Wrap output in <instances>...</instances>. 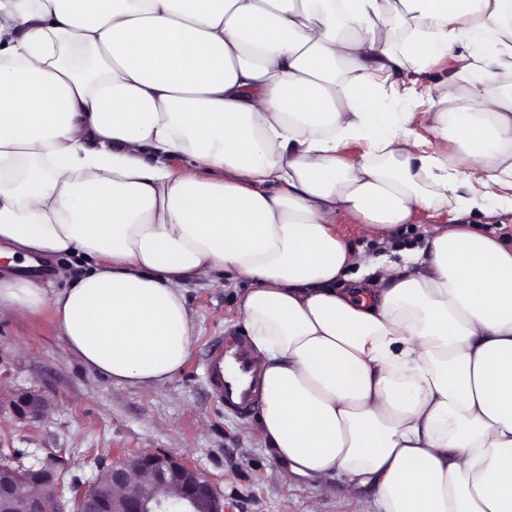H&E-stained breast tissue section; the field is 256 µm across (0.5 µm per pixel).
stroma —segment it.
<instances>
[{
	"label": "stroma",
	"instance_id": "1",
	"mask_svg": "<svg viewBox=\"0 0 512 512\" xmlns=\"http://www.w3.org/2000/svg\"><path fill=\"white\" fill-rule=\"evenodd\" d=\"M448 217L421 211L390 241L352 218L337 232L354 248L377 256L413 244ZM243 280L223 287L190 280L187 306L196 341L182 369L159 386L123 387L87 368L67 346L51 313H0V452L23 465L52 459L65 479L87 485L121 458L165 453L185 459L224 500L227 512H375L370 487L347 486L344 476L312 479L286 474L266 448L256 414L225 409L207 385L204 358L214 337L243 334L238 297ZM36 391L51 402L39 422L20 419L12 405Z\"/></svg>",
	"mask_w": 512,
	"mask_h": 512
}]
</instances>
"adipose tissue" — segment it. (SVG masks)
<instances>
[{
    "label": "adipose tissue",
    "mask_w": 512,
    "mask_h": 512,
    "mask_svg": "<svg viewBox=\"0 0 512 512\" xmlns=\"http://www.w3.org/2000/svg\"><path fill=\"white\" fill-rule=\"evenodd\" d=\"M443 56L465 85L420 93ZM507 68L512 0H0V310L160 385L196 339L186 281L233 274L291 473L377 512H512V246L463 221L512 190ZM420 210L452 224L396 260L335 229ZM61 257L88 265L66 287L23 272ZM468 60L459 57H447L432 64L426 69V72L419 75L418 89L426 92L430 88L447 79L450 76H455L456 81L463 85L466 78V65Z\"/></svg>",
    "instance_id": "adipose-tissue-1"
}]
</instances>
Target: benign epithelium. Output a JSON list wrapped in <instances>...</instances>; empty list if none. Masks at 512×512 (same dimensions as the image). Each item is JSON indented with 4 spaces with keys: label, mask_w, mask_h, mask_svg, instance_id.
Masks as SVG:
<instances>
[{
    "label": "benign epithelium",
    "mask_w": 512,
    "mask_h": 512,
    "mask_svg": "<svg viewBox=\"0 0 512 512\" xmlns=\"http://www.w3.org/2000/svg\"><path fill=\"white\" fill-rule=\"evenodd\" d=\"M20 417L30 422L41 420L51 403L38 393L18 399ZM112 469V489L117 494L108 501L90 495L91 486H65L51 467L30 468L25 473L50 485L57 507H70V512H224V502L213 484L182 459L162 453H144L115 462ZM145 475L157 484L171 483L177 487L176 502L167 497L146 499L133 492L132 476Z\"/></svg>",
    "instance_id": "benign-epithelium-1"
}]
</instances>
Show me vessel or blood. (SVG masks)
Returning <instances> with one entry per match:
<instances>
[{
	"label": "vessel or blood",
	"instance_id": "b4317fda",
	"mask_svg": "<svg viewBox=\"0 0 512 512\" xmlns=\"http://www.w3.org/2000/svg\"><path fill=\"white\" fill-rule=\"evenodd\" d=\"M208 385L225 408L247 412L254 403L258 366L248 344L218 341L205 358Z\"/></svg>",
	"mask_w": 512,
	"mask_h": 512
}]
</instances>
